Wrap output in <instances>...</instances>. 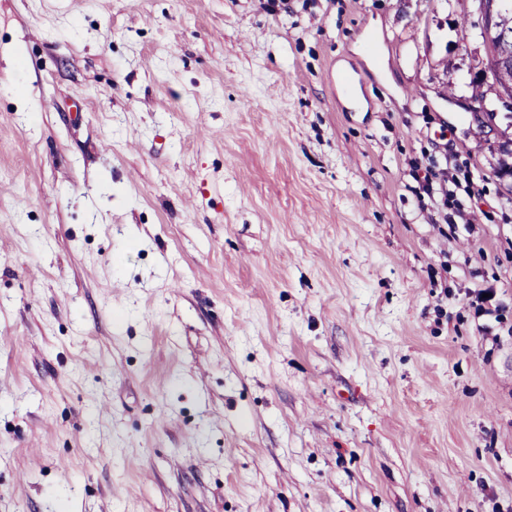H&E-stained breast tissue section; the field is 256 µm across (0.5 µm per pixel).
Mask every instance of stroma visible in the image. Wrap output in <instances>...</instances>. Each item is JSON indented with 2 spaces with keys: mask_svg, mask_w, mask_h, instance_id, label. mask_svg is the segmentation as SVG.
Listing matches in <instances>:
<instances>
[{
  "mask_svg": "<svg viewBox=\"0 0 512 512\" xmlns=\"http://www.w3.org/2000/svg\"><path fill=\"white\" fill-rule=\"evenodd\" d=\"M481 26L0 0V512H512Z\"/></svg>",
  "mask_w": 512,
  "mask_h": 512,
  "instance_id": "obj_1",
  "label": "stroma"
}]
</instances>
